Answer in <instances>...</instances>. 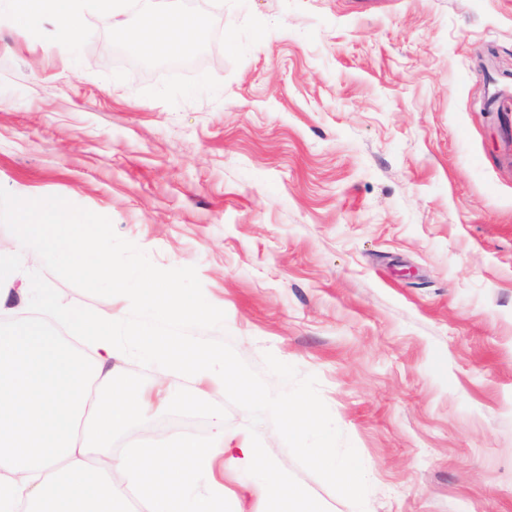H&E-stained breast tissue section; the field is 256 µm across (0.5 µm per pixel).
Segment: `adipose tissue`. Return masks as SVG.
I'll return each mask as SVG.
<instances>
[{
	"label": "adipose tissue",
	"mask_w": 512,
	"mask_h": 512,
	"mask_svg": "<svg viewBox=\"0 0 512 512\" xmlns=\"http://www.w3.org/2000/svg\"><path fill=\"white\" fill-rule=\"evenodd\" d=\"M114 0H9L8 14L12 23H20L43 11H50L58 32L74 37L84 30L87 18L95 12H110ZM203 26L201 19L176 12L153 14L146 30L119 29L126 46L141 56L168 51L183 52L189 37ZM135 341L144 358L156 362L162 371H176L192 377L203 387L241 389L242 384L224 368L223 355L205 352L189 344L183 337L154 328L139 331Z\"/></svg>",
	"instance_id": "adipose-tissue-1"
}]
</instances>
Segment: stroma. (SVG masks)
Segmentation results:
<instances>
[{
	"label": "stroma",
	"mask_w": 512,
	"mask_h": 512,
	"mask_svg": "<svg viewBox=\"0 0 512 512\" xmlns=\"http://www.w3.org/2000/svg\"><path fill=\"white\" fill-rule=\"evenodd\" d=\"M174 9L206 20L179 65L121 48L116 24ZM0 187L196 267L245 362L317 377L366 512H512V0H124L69 40L2 23ZM26 265L67 305L130 311ZM206 399L227 455L250 447L246 411ZM165 411L152 394L127 441L213 432ZM213 475L232 512H265L257 478Z\"/></svg>",
	"instance_id": "obj_1"
}]
</instances>
